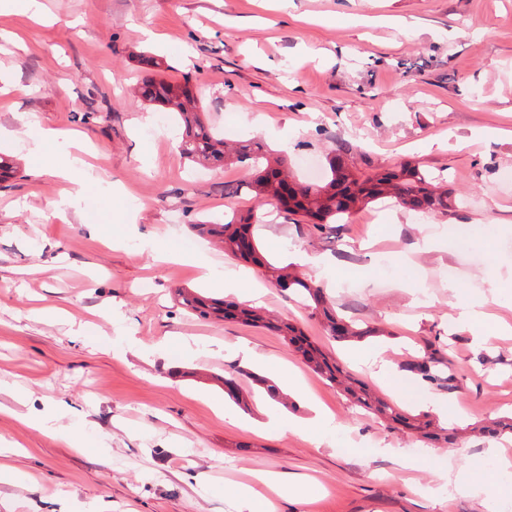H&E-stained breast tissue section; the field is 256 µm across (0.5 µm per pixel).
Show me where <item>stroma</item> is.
<instances>
[{
	"instance_id": "stroma-1",
	"label": "stroma",
	"mask_w": 512,
	"mask_h": 512,
	"mask_svg": "<svg viewBox=\"0 0 512 512\" xmlns=\"http://www.w3.org/2000/svg\"><path fill=\"white\" fill-rule=\"evenodd\" d=\"M39 2V22L0 11V128L12 133L0 156L21 171L0 183V445L20 475L0 482V512H238L236 491L260 471L318 485L304 500L273 498L272 512H497L512 483V438L497 457L465 427L512 413V335L493 333L495 319L512 324V287L483 303L480 332L455 319L457 291L475 296L486 280L512 276V0H292L285 10L276 0ZM405 21L416 25L407 36ZM146 28L156 40H144ZM144 54L163 77L189 80L225 139H262L305 182L315 176L304 157L324 163L340 139L365 173L396 162L447 172L452 210L421 222L388 201L351 213L328 237L272 206L255 227L269 260H340L327 276L304 275L387 336L335 342L272 286L257 304L386 397L389 384L357 353L378 345L397 366L443 348L451 387L405 374L398 405L419 414L456 396L457 445L360 414L277 332L178 305L182 289L223 297L212 282L231 271L262 282L258 268L190 230L252 209V174L192 169L170 114L130 95ZM28 121L79 133L104 168L113 191L83 195L94 205L84 221L53 215L64 185L36 174ZM228 184L237 196H225ZM486 222L493 234L479 251L456 247V227ZM429 234L440 250L418 251ZM180 241V261L161 260ZM76 319L86 335L75 334ZM242 342L299 368L334 416L320 440L260 432L276 406L244 376L250 408L242 425L224 421L230 402L214 378L238 368ZM52 408L80 447L34 425ZM466 465L477 495L432 492L439 472Z\"/></svg>"
}]
</instances>
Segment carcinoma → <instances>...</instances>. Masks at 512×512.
I'll list each match as a JSON object with an SVG mask.
<instances>
[{
	"label": "carcinoma",
	"mask_w": 512,
	"mask_h": 512,
	"mask_svg": "<svg viewBox=\"0 0 512 512\" xmlns=\"http://www.w3.org/2000/svg\"><path fill=\"white\" fill-rule=\"evenodd\" d=\"M134 98L177 114L182 129L179 150L184 158L204 167L240 163L254 171L251 188L257 203L256 210L234 213L222 224H194V231L213 237L224 252L260 267L262 274L274 286L288 285L291 295L300 299L313 314L323 317L327 333L334 341H361L383 335V330L363 327L357 320L339 313L323 287L288 271L286 267L264 260L250 229L258 222V212L274 203L282 205L286 213L299 215L319 229L327 224H336L350 213L386 198H393L412 211L446 212L452 208L451 192L444 188V183L448 182L447 175L432 174L408 162L364 175L346 162L351 150L349 143L338 140L327 159L322 180L315 184H297L285 200L281 196L279 176L289 175L286 158L256 139L241 141L235 146L227 145L224 138L204 120L200 102L187 83L147 78L136 88ZM178 301L189 314L203 320L222 321L228 318V309H235L240 321L271 329L286 338L316 373L332 384L343 386L353 403L365 412L399 424L428 441L455 444V432L436 424L426 414L408 415L393 401L376 395L365 382L347 374L336 360L307 342L291 323L273 321L257 309L222 299L180 293ZM402 367L433 385L440 386L453 380L451 362L438 349L431 348L421 357L411 356L403 361ZM251 380L273 400L285 407L290 406L288 396L280 393L265 377L253 373ZM218 381L229 398L244 408L248 407L247 398L240 392L235 378L220 376ZM480 430L493 437L512 435V417L483 425Z\"/></svg>",
	"instance_id": "obj_1"
}]
</instances>
